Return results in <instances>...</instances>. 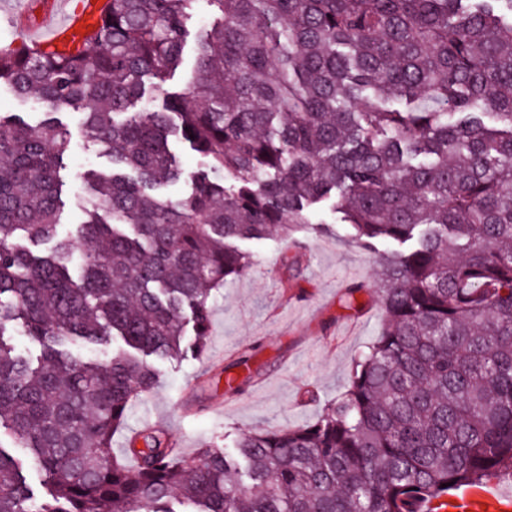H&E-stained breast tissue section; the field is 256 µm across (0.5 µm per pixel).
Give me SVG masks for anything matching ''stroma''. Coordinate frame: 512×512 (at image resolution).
<instances>
[{"label":"stroma","mask_w":512,"mask_h":512,"mask_svg":"<svg viewBox=\"0 0 512 512\" xmlns=\"http://www.w3.org/2000/svg\"><path fill=\"white\" fill-rule=\"evenodd\" d=\"M71 133L61 232L79 223L90 200L85 175L109 168L102 149L80 131L78 111H61ZM252 256L247 275L229 278L210 299L206 356L153 360V391L128 412V428L165 426L185 455L202 444L233 449L242 435L313 422L343 393L352 365L378 335L383 312L371 253L352 239L331 206L287 237L242 242ZM362 290L346 305L349 286ZM251 380L232 395L219 377L240 354ZM317 391L309 400L308 391ZM446 512H512V478L502 476L450 492Z\"/></svg>","instance_id":"1"}]
</instances>
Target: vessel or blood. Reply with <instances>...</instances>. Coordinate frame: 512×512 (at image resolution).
<instances>
[{
  "label": "vessel or blood",
  "mask_w": 512,
  "mask_h": 512,
  "mask_svg": "<svg viewBox=\"0 0 512 512\" xmlns=\"http://www.w3.org/2000/svg\"><path fill=\"white\" fill-rule=\"evenodd\" d=\"M107 0H35V22H24L32 48L65 47L87 41L88 27L101 22Z\"/></svg>",
  "instance_id": "obj_1"
}]
</instances>
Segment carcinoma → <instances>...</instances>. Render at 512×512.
<instances>
[{"label":"carcinoma","mask_w":512,"mask_h":512,"mask_svg":"<svg viewBox=\"0 0 512 512\" xmlns=\"http://www.w3.org/2000/svg\"><path fill=\"white\" fill-rule=\"evenodd\" d=\"M201 3L183 92L131 111L165 93ZM1 85L44 108L0 116V427L46 497L0 448V512H421L512 475V0H111L76 55L0 52ZM70 108L111 167L61 234ZM172 138L206 166L160 198ZM325 202L380 272L346 391L232 453L148 427L113 455L147 357L206 352L212 288L252 265L237 242ZM116 338L105 361L67 351Z\"/></svg>","instance_id":"carcinoma-1"}]
</instances>
